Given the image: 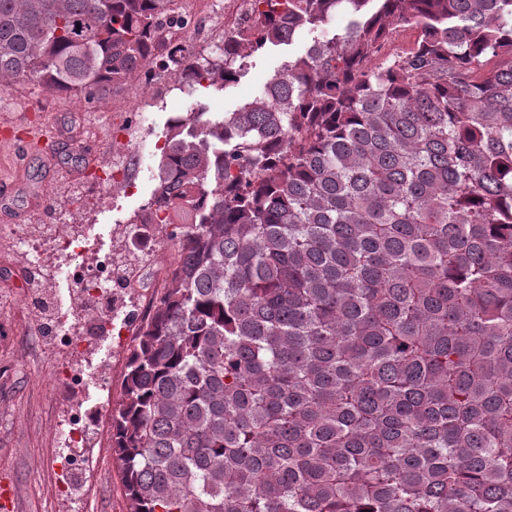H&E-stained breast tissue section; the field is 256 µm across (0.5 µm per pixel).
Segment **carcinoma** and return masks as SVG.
Instances as JSON below:
<instances>
[{"label":"carcinoma","instance_id":"1","mask_svg":"<svg viewBox=\"0 0 512 512\" xmlns=\"http://www.w3.org/2000/svg\"><path fill=\"white\" fill-rule=\"evenodd\" d=\"M173 2L0 0V90L222 88L351 19L168 121L130 223L191 222L111 412L127 512H512V0H266L211 57L164 43Z\"/></svg>","mask_w":512,"mask_h":512}]
</instances>
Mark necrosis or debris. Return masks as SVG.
I'll list each match as a JSON object with an SVG mask.
<instances>
[{"mask_svg": "<svg viewBox=\"0 0 512 512\" xmlns=\"http://www.w3.org/2000/svg\"><path fill=\"white\" fill-rule=\"evenodd\" d=\"M47 268L39 269L27 290L34 299L35 329L51 361V383L62 396L84 387L78 359L94 354L100 337L130 333L153 306V291L166 279L163 271L147 274L146 256L130 262L120 252L88 255L81 236L61 233ZM71 282L70 304L61 309L48 283L49 274ZM103 408L75 403L58 414V449L50 464L58 475L56 494L63 501L76 495L96 460L89 454L100 442Z\"/></svg>", "mask_w": 512, "mask_h": 512, "instance_id": "necrosis-or-debris-1", "label": "necrosis or debris"}]
</instances>
